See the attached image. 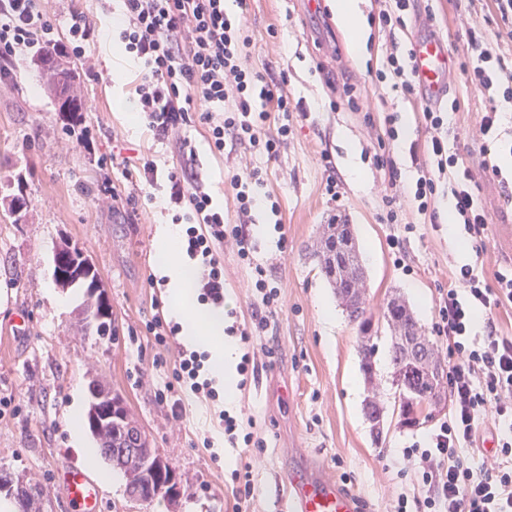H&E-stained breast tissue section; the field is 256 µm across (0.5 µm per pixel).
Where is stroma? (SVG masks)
Listing matches in <instances>:
<instances>
[{
    "label": "stroma",
    "instance_id": "stroma-1",
    "mask_svg": "<svg viewBox=\"0 0 512 512\" xmlns=\"http://www.w3.org/2000/svg\"><path fill=\"white\" fill-rule=\"evenodd\" d=\"M325 0L324 13H308L301 0H226L228 12H244L252 38L249 63L266 80H286L291 101L301 102L305 114H294L293 133L281 144L276 159H254L264 175L263 192L280 205L272 214L267 204L252 212L255 244L253 264H261L281 289L283 307L273 335L278 346L272 361L259 364L256 376L240 387L233 405L223 397L183 393L185 411L180 426L168 421L170 399L161 397L172 367L153 370L159 348L147 325L154 317L173 324L170 299L154 258L157 225L172 214L159 199L162 187L131 182L113 156L153 159L159 173L179 164V139L153 137L143 123H129L117 98L136 102L141 69L127 54L118 53L112 37V16L98 0H43L55 19L60 37L68 35V11H83L101 36L91 46L101 79L80 74L76 81L84 103L79 124H71L41 85L32 56L13 64L11 77L0 81V199L17 193L27 200L19 223L0 209V399L14 408L0 418V467L26 475L46 492L48 512H68L66 492L58 475L87 470L71 445L68 425L76 401H87L90 379L104 380L121 395L139 421L152 447L175 466L189 489L177 508L163 499L141 505L128 500L126 479L113 472L101 483L100 512H277L284 490V472L303 449L309 462L330 478L350 477L349 488L368 504L370 512H386L399 494L420 496L413 471L407 470L404 448L423 442L450 413L443 401L440 413L414 427L399 424V410L387 361L389 339L378 340L377 374L386 423L374 438L364 414L367 386L360 369L359 327L339 306L332 289L311 259L310 246L319 225L333 215L347 217L356 229L368 276V303L379 314L391 292H400L412 305L423 330L435 317L439 288L448 284L450 265L471 264L492 279L498 266L512 265V100L498 99L499 148L492 161L495 178L480 177L478 202L488 221L484 254H477L461 226L449 223L453 205L447 185H440L435 202L437 224L425 222L415 208L407 215L412 231L384 223L382 195L385 175L376 167V132L363 114L346 103L331 105L321 74L357 88L366 97L375 122L397 115L402 139L391 153L402 183L413 184L418 167L410 144L424 146L428 135L421 125L423 104L404 96L392 80L378 81L393 47L408 48L411 32L424 26L449 41L454 62L466 56L464 21L481 23L488 35H499L494 47L504 75H512V22L502 20L493 0H415L405 28L381 29L378 0H357L363 46H356L334 8ZM450 97L460 104L448 117V146L464 154L471 165L483 160L477 121L487 99L483 91L453 70ZM197 153V171L213 200L224 208V220L240 216L230 178L249 157L248 151L219 154L210 150L208 130L199 120L183 128ZM336 167L341 195L329 199L321 153ZM114 184L132 200L121 213L100 207L93 192L98 184ZM407 235V266L394 265L388 248L393 235ZM79 247L95 265L112 305V339L79 335L75 329L81 296L57 288L52 258L62 242ZM253 264L224 251V295L231 298L228 326L251 324L254 298L247 283ZM333 318L325 320L321 306ZM356 396H348L349 383ZM251 415L254 437L265 449L253 472L255 495L235 503L231 473L243 456L224 435L223 413Z\"/></svg>",
    "mask_w": 512,
    "mask_h": 512
}]
</instances>
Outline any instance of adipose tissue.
I'll use <instances>...</instances> for the list:
<instances>
[{
    "instance_id": "ef3b65f1",
    "label": "adipose tissue",
    "mask_w": 512,
    "mask_h": 512,
    "mask_svg": "<svg viewBox=\"0 0 512 512\" xmlns=\"http://www.w3.org/2000/svg\"><path fill=\"white\" fill-rule=\"evenodd\" d=\"M180 227L166 224L160 227L155 241V257L167 278V289L173 301L174 318H185L181 330L186 345L205 351L209 370L217 384L224 388V401L233 404L238 396L240 361L238 343L224 333V312L197 301L199 270L193 260L179 248Z\"/></svg>"
}]
</instances>
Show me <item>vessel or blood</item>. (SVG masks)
I'll return each mask as SVG.
<instances>
[{"instance_id":"b4317fda","label":"vessel or blood","mask_w":512,"mask_h":512,"mask_svg":"<svg viewBox=\"0 0 512 512\" xmlns=\"http://www.w3.org/2000/svg\"><path fill=\"white\" fill-rule=\"evenodd\" d=\"M411 66L424 103L436 106L448 94V44L430 32L416 31L411 41ZM67 500L77 512H99L100 487L83 472L68 471ZM352 494L344 492L324 472L303 464L288 476L287 496L280 512H357Z\"/></svg>"}]
</instances>
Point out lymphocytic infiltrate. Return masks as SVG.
Listing matches in <instances>:
<instances>
[{
	"mask_svg": "<svg viewBox=\"0 0 512 512\" xmlns=\"http://www.w3.org/2000/svg\"><path fill=\"white\" fill-rule=\"evenodd\" d=\"M127 54L143 66L135 88L143 121L155 138L177 136L199 113L208 126L215 152L243 147L275 158L291 132V101L283 84H269L248 63L251 38L244 15H231L224 0H123L117 22ZM57 27L38 0H0V79L20 53L34 50L76 57L86 74L98 75V61L87 44L94 29L79 11H71L69 38L56 36ZM469 53L460 70L484 91L502 92L512 99V87L503 86L492 66L490 41L480 25L467 28ZM447 108H424L422 124L428 133L427 157L413 186H404L391 155L399 132L394 115H387L377 138L375 160L388 173L383 201L388 221H397L403 199L419 214L436 219L431 207L440 185H448L454 199V217L476 244L488 237L487 218L478 204L477 174L460 153L448 149ZM194 149L184 150L178 167L168 171L164 202L172 221L185 224L182 247L202 265L199 298L215 305L224 301V264L219 248L232 243L242 261L253 250L248 220L257 205L256 188L263 185L260 170L234 174L230 185L241 221H224L194 169ZM252 288L256 303L251 327L243 342L268 333L280 311V289L264 268L255 267ZM512 307V267L495 271L493 282L475 274L473 266L451 270L448 287L440 293L438 312L430 333L448 362L446 379L451 414L430 436L426 446L404 449L425 492L423 512H512V433L502 437L493 455L480 467L468 462L479 433L489 427L512 426V336L499 331L493 316ZM488 317L486 334L471 335L476 311Z\"/></svg>",
	"mask_w": 512,
	"mask_h": 512,
	"instance_id": "f902f5d3",
	"label": "lymphocytic infiltrate"
}]
</instances>
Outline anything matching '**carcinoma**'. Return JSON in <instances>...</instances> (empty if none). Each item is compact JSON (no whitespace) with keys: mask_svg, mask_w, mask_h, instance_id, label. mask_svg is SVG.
<instances>
[{"mask_svg":"<svg viewBox=\"0 0 512 512\" xmlns=\"http://www.w3.org/2000/svg\"><path fill=\"white\" fill-rule=\"evenodd\" d=\"M44 84L53 95L58 111L67 112L78 119L82 106L75 94L76 76L73 69L59 64L41 65ZM320 272L334 289L341 307L350 321L359 325L360 366L366 379L369 395L365 403V415L371 425L374 438L382 436L385 410L378 397L376 354L378 335L382 330L390 332V362L392 384L398 390L400 422L403 425L419 423L423 411L437 408L442 401V359L431 340L425 336L415 313L400 294L386 302L378 319L367 314V275L354 225L338 215L327 224L320 225L311 252ZM99 274L90 281H57L59 287H81L83 308H90L104 294ZM112 469L126 478V495H139L150 502L158 494V487L175 479L172 494L162 498L176 505L185 490L181 476L172 464L151 448L148 439L138 441L140 429L131 421L90 428ZM13 498L19 512H44L43 487L26 478L0 468V493Z\"/></svg>","mask_w":512,"mask_h":512,"instance_id":"cac0c4a2","label":"carcinoma"}]
</instances>
